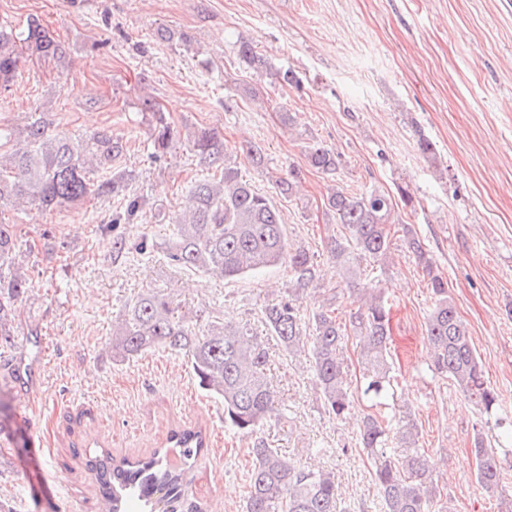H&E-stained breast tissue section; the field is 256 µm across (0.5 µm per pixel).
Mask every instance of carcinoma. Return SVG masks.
Returning <instances> with one entry per match:
<instances>
[{
    "mask_svg": "<svg viewBox=\"0 0 512 512\" xmlns=\"http://www.w3.org/2000/svg\"><path fill=\"white\" fill-rule=\"evenodd\" d=\"M30 54L61 60L66 48L34 18L19 33L0 25V90L8 87ZM236 54L256 73L267 67L250 40H239ZM142 107L155 118L152 137L157 159L168 150L172 130L152 99L143 98ZM19 136L20 147L9 155L0 153V210L12 202L45 211L72 206L89 196L117 194L129 179L127 172L112 170L125 143L109 129L74 137L53 134L49 122L40 116L28 122ZM193 148L206 174L196 181L188 212L175 221L176 233L167 258L181 268L224 279L253 275L286 262L295 286L313 283L312 257L289 243L270 199L228 162L224 138L201 129ZM304 160L306 166L327 174L339 165L338 155L320 146L306 149ZM213 168L221 171L220 178H209L208 171ZM95 172L101 174L97 180L91 178ZM301 183L299 167L291 168L288 178L276 181L280 191L290 196ZM140 208L138 199L126 201L123 213L112 217V223H133ZM327 209L345 229L343 238L331 244L330 253L346 284L357 283L364 262L386 269L394 209L391 196L376 190L354 195L338 186ZM402 233L434 295L426 318V348L434 369L458 387L480 414H496L500 410L498 395L484 378L467 324L448 295L447 278L434 270L412 228L405 225ZM29 292V280L21 274L13 225L0 221L1 350L17 348L13 332L16 304ZM333 313L332 304L322 306L314 315L312 334L305 336L299 308L290 294L286 300L265 306L264 319L271 335L288 353L308 355L325 410L342 420L354 397L343 357L347 333ZM391 315L388 298L377 290L365 301L364 309L357 311L352 324L363 337L361 398L373 409L362 422L359 444L375 459L376 485L387 512H432L429 487L434 482L433 469L419 448L415 420L409 414L387 419L381 413L394 395ZM160 347L187 357L199 386L224 402V424L254 437L245 512H340L333 473L292 463L258 436L272 413L273 396L266 374L267 351L256 334L224 320L202 325L198 316L182 310L177 295L152 289L131 299L112 321V356L125 360ZM393 435L404 448V454L396 458L386 453ZM473 443L475 478L482 489L493 493L503 483L499 457L484 432H477ZM172 448L180 459L177 465L168 459ZM203 448L202 430L178 428L171 431L165 447L145 457H118L103 448L88 462V470L108 504L107 512H127L132 500L138 501L144 512H204L189 495Z\"/></svg>",
    "mask_w": 512,
    "mask_h": 512,
    "instance_id": "carcinoma-1",
    "label": "carcinoma"
}]
</instances>
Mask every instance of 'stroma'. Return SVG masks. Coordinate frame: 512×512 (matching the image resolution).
Masks as SVG:
<instances>
[{
    "label": "stroma",
    "mask_w": 512,
    "mask_h": 512,
    "mask_svg": "<svg viewBox=\"0 0 512 512\" xmlns=\"http://www.w3.org/2000/svg\"><path fill=\"white\" fill-rule=\"evenodd\" d=\"M31 17L68 55L24 58L0 93V125L23 126L41 108L56 131L111 130L126 144L116 165L132 174L122 196L144 207L132 224L112 221L122 196L0 212L33 288L12 352L23 360L22 381L0 360V512H103L86 461L102 447L145 455L178 426L206 434L190 493L205 512H243L252 439L225 426L223 402L199 387L187 358L158 348L122 361L108 348L113 319L148 289L175 293L203 320L224 318L264 337L275 394L261 430L269 447L333 472L343 512H385L374 461L358 441L365 403L330 417L307 356L266 336L262 310L287 298L288 266L228 280L167 263L172 221L201 175L190 143L201 127L228 146L263 148L264 168L243 153L236 165L271 198L290 243L313 258L317 279L296 301L303 318L330 298L347 324L363 288L385 292L393 406L421 431L435 512H498L475 480L480 416L431 370L426 276L397 235L386 270L365 268L349 289L328 249L342 227L324 203L337 185L391 195L396 222L410 225L447 277L484 376L512 414V0H0V24L19 28ZM161 29L170 39L158 37ZM241 37L257 44L267 72L237 59ZM288 70L291 85L282 80ZM145 96L174 130L158 160ZM422 136L433 155L419 151ZM313 144L338 155L336 174L307 170L298 194L281 195L275 178ZM119 237L147 238L153 249L116 254Z\"/></svg>",
    "instance_id": "stroma-1"
}]
</instances>
